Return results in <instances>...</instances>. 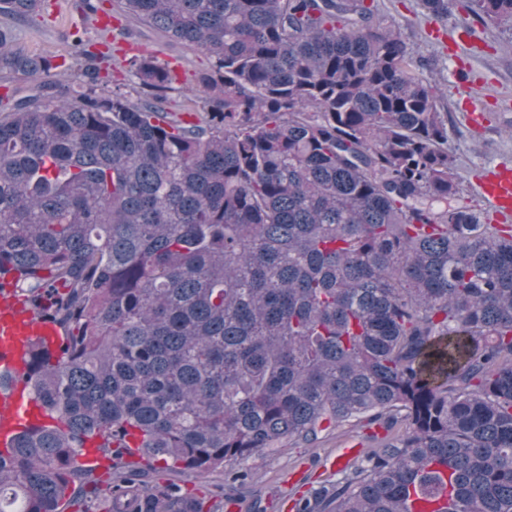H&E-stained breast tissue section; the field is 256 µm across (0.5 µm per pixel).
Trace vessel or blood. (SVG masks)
Masks as SVG:
<instances>
[{"label":"vessel or blood","instance_id":"obj_1","mask_svg":"<svg viewBox=\"0 0 512 512\" xmlns=\"http://www.w3.org/2000/svg\"><path fill=\"white\" fill-rule=\"evenodd\" d=\"M481 192L497 222H512V168L495 166L481 184ZM58 327L29 307L12 273H0V455H9L15 438L45 422L23 376L31 359V345L44 338L45 349L58 355L62 346Z\"/></svg>","mask_w":512,"mask_h":512}]
</instances>
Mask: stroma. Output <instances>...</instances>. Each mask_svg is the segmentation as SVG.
Masks as SVG:
<instances>
[{
  "label": "stroma",
  "instance_id": "obj_1",
  "mask_svg": "<svg viewBox=\"0 0 512 512\" xmlns=\"http://www.w3.org/2000/svg\"><path fill=\"white\" fill-rule=\"evenodd\" d=\"M47 3L43 16L15 23V35L22 47L36 53L67 54L70 33L76 28L84 31L90 42L107 43V34L93 25L82 0ZM378 7L388 25L419 44L416 69L423 73L436 69L452 125L448 148L464 177L460 202L490 217L479 185L490 166L512 167V137L506 133L512 126V34L457 11L442 21L446 38L437 41L428 34L431 21L423 15L419 0H378ZM127 29V43L150 50L161 61L177 66L167 109H190L191 103L182 97L181 90L200 72L211 68V59L169 41L149 26L131 21ZM376 431V426L362 422L353 428L336 429L321 448L290 444L276 453L249 460L252 489L259 498L258 512H294L295 500L320 483L342 477V470L333 465L341 448L354 444L368 450L367 437Z\"/></svg>",
  "mask_w": 512,
  "mask_h": 512
}]
</instances>
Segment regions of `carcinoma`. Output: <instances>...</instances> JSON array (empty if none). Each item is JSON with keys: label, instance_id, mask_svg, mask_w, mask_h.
Masks as SVG:
<instances>
[{"label": "carcinoma", "instance_id": "1", "mask_svg": "<svg viewBox=\"0 0 512 512\" xmlns=\"http://www.w3.org/2000/svg\"><path fill=\"white\" fill-rule=\"evenodd\" d=\"M43 0H0V269L59 328L29 383L53 424L0 457V512H203L190 477L365 420L381 447L298 512H512V224L458 203L436 82L365 0H120L213 60L203 112L129 59L16 42ZM512 32V0H420ZM76 59H107L84 32ZM135 431L139 461L124 459ZM96 443L107 478L79 463Z\"/></svg>", "mask_w": 512, "mask_h": 512}]
</instances>
